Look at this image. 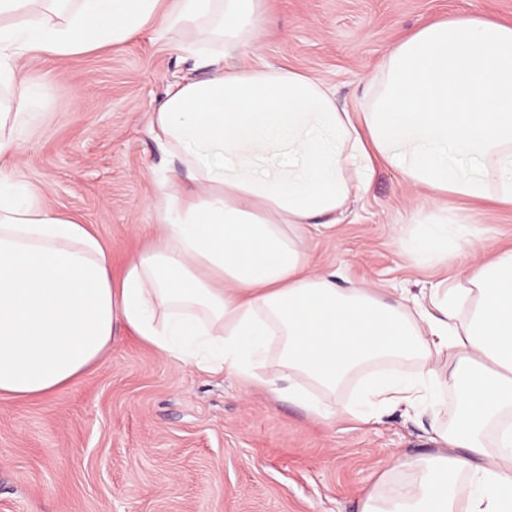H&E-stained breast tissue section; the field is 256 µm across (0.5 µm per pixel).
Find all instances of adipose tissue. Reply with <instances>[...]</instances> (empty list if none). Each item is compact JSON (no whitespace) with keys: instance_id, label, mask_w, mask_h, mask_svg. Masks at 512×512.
<instances>
[{"instance_id":"obj_1","label":"adipose tissue","mask_w":512,"mask_h":512,"mask_svg":"<svg viewBox=\"0 0 512 512\" xmlns=\"http://www.w3.org/2000/svg\"><path fill=\"white\" fill-rule=\"evenodd\" d=\"M66 2L0 0V86L15 102L0 111V398L67 389L120 329L329 426L430 413L433 454L394 457L360 512H512V247L461 216L421 218L405 244L416 264L473 261L464 287L412 298L339 285L310 261L315 231L368 193L379 166L422 193L512 209V24L462 13L406 33L349 110L316 76L250 55L266 0ZM149 28L185 33L189 56L214 44L212 73L154 106L151 131L182 169L163 177L156 231L116 276L87 225L8 173L33 118L19 73L33 55L119 46ZM355 377V397L340 399Z\"/></svg>"}]
</instances>
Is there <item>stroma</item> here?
I'll use <instances>...</instances> for the list:
<instances>
[{
    "instance_id": "stroma-1",
    "label": "stroma",
    "mask_w": 512,
    "mask_h": 512,
    "mask_svg": "<svg viewBox=\"0 0 512 512\" xmlns=\"http://www.w3.org/2000/svg\"><path fill=\"white\" fill-rule=\"evenodd\" d=\"M268 9L257 54L335 83L349 105L403 32L462 12L512 21V0H268ZM181 38L148 31L21 71L37 103L17 136L13 178L88 224L117 266L157 221L160 173L179 166L150 132L153 107L170 82L206 74L177 51ZM443 207L453 215L460 203L440 204L376 169L367 197L314 238L311 263L413 295L455 280L468 258L419 267L399 242L410 211ZM428 424L397 411L327 426L235 376L121 338L70 389L0 399V512H359L393 457L432 451Z\"/></svg>"
}]
</instances>
